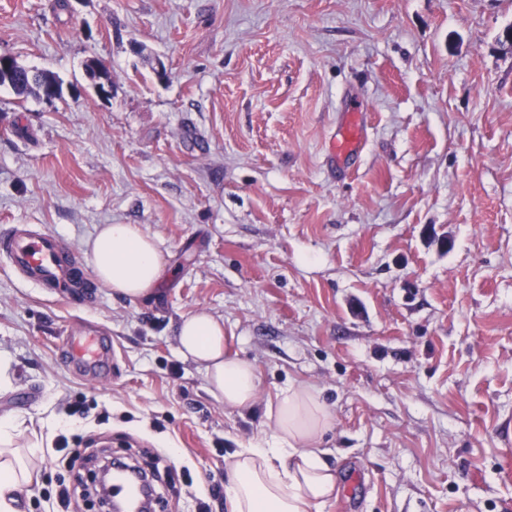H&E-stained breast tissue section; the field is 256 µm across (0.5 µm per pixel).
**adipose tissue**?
Listing matches in <instances>:
<instances>
[{"instance_id": "ef3b65f1", "label": "adipose tissue", "mask_w": 512, "mask_h": 512, "mask_svg": "<svg viewBox=\"0 0 512 512\" xmlns=\"http://www.w3.org/2000/svg\"><path fill=\"white\" fill-rule=\"evenodd\" d=\"M95 275L115 293L135 299L149 295L164 274L155 243L133 224L105 225L90 243ZM178 352L202 370L212 395L225 408L241 410L258 397L254 366L224 348V326L201 312L178 329ZM275 443L235 451L228 463L226 494L231 512H318L337 491V476L319 443L332 425L318 396L305 387L289 388L269 405ZM24 419H0V512H17L13 493L33 481L36 446L18 447Z\"/></svg>"}]
</instances>
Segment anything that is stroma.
<instances>
[{"label":"stroma","mask_w":512,"mask_h":512,"mask_svg":"<svg viewBox=\"0 0 512 512\" xmlns=\"http://www.w3.org/2000/svg\"><path fill=\"white\" fill-rule=\"evenodd\" d=\"M69 4L0 0V53L62 84L0 86V230L48 228L87 263L101 226L134 224L167 274L81 305L0 260V418L40 445L17 512H101L63 438L174 471L155 512H230L227 460L293 385L333 421L319 512H512V0ZM351 105L367 139L340 158ZM199 311L254 365L252 408L179 356ZM87 323L115 359L81 380L58 350Z\"/></svg>","instance_id":"stroma-1"}]
</instances>
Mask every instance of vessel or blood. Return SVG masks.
I'll return each mask as SVG.
<instances>
[{"instance_id": "obj_1", "label": "vessel or blood", "mask_w": 512, "mask_h": 512, "mask_svg": "<svg viewBox=\"0 0 512 512\" xmlns=\"http://www.w3.org/2000/svg\"><path fill=\"white\" fill-rule=\"evenodd\" d=\"M364 139L361 115L350 111L332 143L337 154H354ZM0 256L6 258L25 279L37 287L60 288L70 280L86 276L77 258H65L56 235L49 229H14L0 234ZM68 366L79 376H96L112 362V341L104 332L95 330L69 337L65 355Z\"/></svg>"}]
</instances>
